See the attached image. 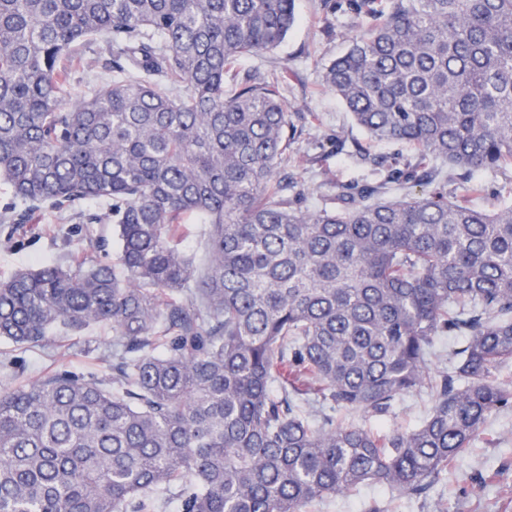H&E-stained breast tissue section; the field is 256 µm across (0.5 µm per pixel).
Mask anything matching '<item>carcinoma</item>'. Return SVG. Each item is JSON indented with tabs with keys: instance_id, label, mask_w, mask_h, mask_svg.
Wrapping results in <instances>:
<instances>
[{
	"instance_id": "cac0c4a2",
	"label": "carcinoma",
	"mask_w": 512,
	"mask_h": 512,
	"mask_svg": "<svg viewBox=\"0 0 512 512\" xmlns=\"http://www.w3.org/2000/svg\"><path fill=\"white\" fill-rule=\"evenodd\" d=\"M370 19L323 83L373 139L415 150L387 183L304 209L276 178L295 126L278 47L295 0H0L5 216L113 224L84 251L0 281V338L112 327V376L0 387V512H303L375 484L425 494L512 408V0H352ZM104 42L107 79L70 96L64 55ZM461 170L448 196L438 163ZM206 225L202 276L178 226ZM459 338L450 364L438 343ZM411 391L414 427L384 418ZM372 427L349 421L352 412ZM470 178L482 182L491 196L500 192L506 200H512V170H503L497 173L478 171ZM427 409L428 399L424 393H408L398 400L386 425L391 429H410L426 414Z\"/></svg>"
}]
</instances>
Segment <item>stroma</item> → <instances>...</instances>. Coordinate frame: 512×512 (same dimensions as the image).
I'll return each mask as SVG.
<instances>
[{
  "instance_id": "stroma-1",
  "label": "stroma",
  "mask_w": 512,
  "mask_h": 512,
  "mask_svg": "<svg viewBox=\"0 0 512 512\" xmlns=\"http://www.w3.org/2000/svg\"><path fill=\"white\" fill-rule=\"evenodd\" d=\"M296 0L298 21L275 50L243 60L245 69L284 76V100L298 129L279 173L314 188L307 206L329 203L345 185H377L392 170L405 169L408 144L377 141L358 127L334 93L323 87L321 69L348 46L352 28L363 19L348 0ZM83 250L100 260L113 257L108 224H83L45 208L26 223H0V280L46 259L66 261ZM111 326L96 325L64 345L20 348L0 340V387L35 381L60 370L108 374L112 363ZM306 512H512V409L492 414L470 451L444 473L427 495L409 501L397 492L366 485L348 497L332 498Z\"/></svg>"
}]
</instances>
